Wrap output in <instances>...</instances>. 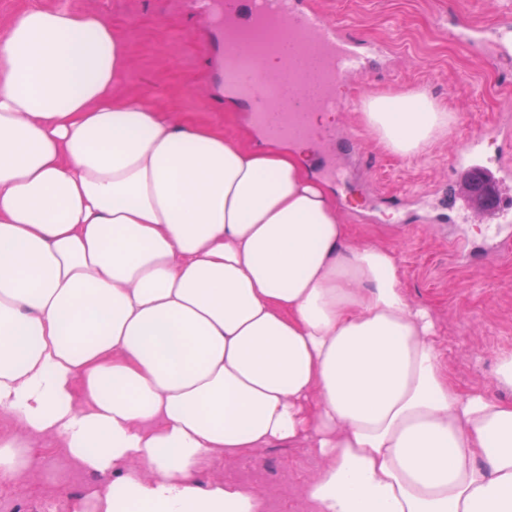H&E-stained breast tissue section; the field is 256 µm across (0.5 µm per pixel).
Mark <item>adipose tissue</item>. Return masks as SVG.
Listing matches in <instances>:
<instances>
[{"mask_svg": "<svg viewBox=\"0 0 512 512\" xmlns=\"http://www.w3.org/2000/svg\"><path fill=\"white\" fill-rule=\"evenodd\" d=\"M110 24L28 8L0 43V483L58 437L87 512H263L195 475L274 443L324 461L311 512H512V402L460 390L394 250L353 244L309 142L254 147L145 94ZM408 156L448 128L372 97Z\"/></svg>", "mask_w": 512, "mask_h": 512, "instance_id": "obj_1", "label": "adipose tissue"}]
</instances>
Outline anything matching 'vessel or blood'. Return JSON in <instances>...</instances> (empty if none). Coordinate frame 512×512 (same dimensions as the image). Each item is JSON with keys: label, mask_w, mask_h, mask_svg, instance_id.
<instances>
[{"label": "vessel or blood", "mask_w": 512, "mask_h": 512, "mask_svg": "<svg viewBox=\"0 0 512 512\" xmlns=\"http://www.w3.org/2000/svg\"><path fill=\"white\" fill-rule=\"evenodd\" d=\"M224 18L232 22L228 41L256 57L282 61L277 85L287 106L274 105L258 91L248 106L270 139L283 136L316 140L336 151H357V137L338 140L326 128L309 124V111L343 102L334 97V86L344 77L367 74V37L351 34L347 25L330 20L304 6L302 0H224ZM489 47L500 54L512 52V19L489 30ZM464 144L455 167L466 179L472 201L485 223L504 224L512 218V195L506 179L477 156L476 134L463 133Z\"/></svg>", "instance_id": "b4317fda"}]
</instances>
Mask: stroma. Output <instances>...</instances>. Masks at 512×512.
<instances>
[{
    "instance_id": "1",
    "label": "stroma",
    "mask_w": 512,
    "mask_h": 512,
    "mask_svg": "<svg viewBox=\"0 0 512 512\" xmlns=\"http://www.w3.org/2000/svg\"><path fill=\"white\" fill-rule=\"evenodd\" d=\"M326 18L342 20L358 36L385 48L382 65L368 76H349L337 96L360 101L410 90L427 95L452 116L447 131L417 154L400 156L371 135L363 113H330L343 136L356 135L361 153L348 188H337L319 168L355 243L392 248L408 298L428 307L435 345L454 382L512 402V386L497 379L498 360L512 353V228L499 249H475L484 224L448 220L456 173L451 166L459 129L482 133L480 155L512 180V59L484 61L481 45L464 46L448 34L459 18L493 25L512 13V0H309ZM32 6L65 7L98 15L125 41L130 66L122 95L144 93L178 120L234 135L254 145L266 132L236 84L235 59L218 20L222 0H0V32ZM27 477L0 484V512H83L95 475L80 468L50 436L30 438ZM322 467L305 448L275 444L251 454L209 460L197 473L200 487L221 482L259 494L265 512H309L304 488Z\"/></svg>"
}]
</instances>
